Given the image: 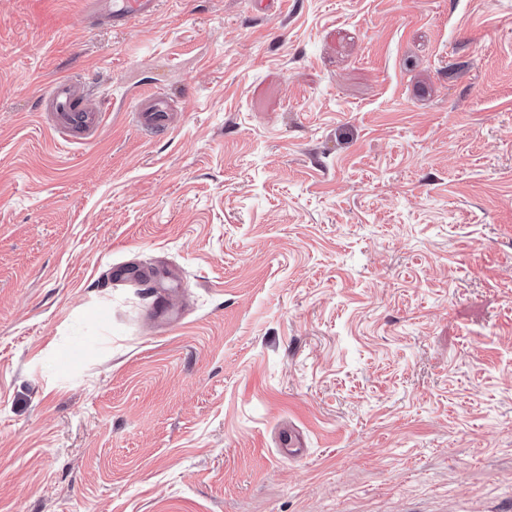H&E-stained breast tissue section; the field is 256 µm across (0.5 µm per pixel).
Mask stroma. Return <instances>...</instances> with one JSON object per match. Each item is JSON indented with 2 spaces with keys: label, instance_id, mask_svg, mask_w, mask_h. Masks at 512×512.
Here are the masks:
<instances>
[{
  "label": "stroma",
  "instance_id": "obj_1",
  "mask_svg": "<svg viewBox=\"0 0 512 512\" xmlns=\"http://www.w3.org/2000/svg\"><path fill=\"white\" fill-rule=\"evenodd\" d=\"M83 8L0 0V512H512V0ZM95 5L96 19L112 25L113 29L127 28L135 16L152 17L160 0H87ZM40 110L51 116L52 129L64 145L88 142L102 127L106 113L93 102L89 89L72 77L55 80L40 100ZM137 123L153 132L167 131L172 122V105L169 98L156 91L143 94L135 104Z\"/></svg>",
  "mask_w": 512,
  "mask_h": 512
}]
</instances>
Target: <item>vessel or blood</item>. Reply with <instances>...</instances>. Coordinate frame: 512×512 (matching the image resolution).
Listing matches in <instances>:
<instances>
[{"label":"vessel or blood","mask_w":512,"mask_h":512,"mask_svg":"<svg viewBox=\"0 0 512 512\" xmlns=\"http://www.w3.org/2000/svg\"><path fill=\"white\" fill-rule=\"evenodd\" d=\"M97 20L113 28L128 27L133 17L154 16L159 0H92ZM40 109L52 118V128L63 144L82 143L92 139L100 130L106 113L93 102L87 88L73 78L55 80L40 100ZM169 98L159 92L143 94L135 104L138 124L153 132L167 131L172 122Z\"/></svg>","instance_id":"vessel-or-blood-1"}]
</instances>
